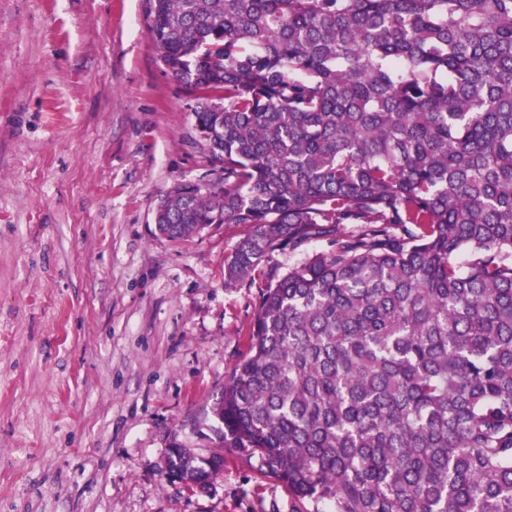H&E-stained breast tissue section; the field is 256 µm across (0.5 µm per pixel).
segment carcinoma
<instances>
[{
  "instance_id": "obj_1",
  "label": "carcinoma",
  "mask_w": 512,
  "mask_h": 512,
  "mask_svg": "<svg viewBox=\"0 0 512 512\" xmlns=\"http://www.w3.org/2000/svg\"><path fill=\"white\" fill-rule=\"evenodd\" d=\"M143 8L218 174L156 232L246 224L224 283L267 279L193 433L328 512H512V0ZM165 466L205 486L223 458Z\"/></svg>"
}]
</instances>
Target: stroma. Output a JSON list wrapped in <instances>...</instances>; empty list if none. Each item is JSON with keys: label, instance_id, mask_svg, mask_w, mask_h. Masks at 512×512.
Listing matches in <instances>:
<instances>
[{"label": "stroma", "instance_id": "obj_1", "mask_svg": "<svg viewBox=\"0 0 512 512\" xmlns=\"http://www.w3.org/2000/svg\"><path fill=\"white\" fill-rule=\"evenodd\" d=\"M195 106L141 0H0V512H316L232 448L208 488L164 471L266 286L224 283L247 225L154 234L211 176Z\"/></svg>", "mask_w": 512, "mask_h": 512}]
</instances>
